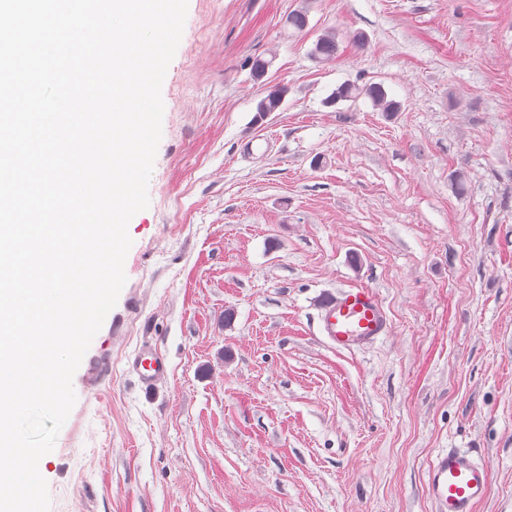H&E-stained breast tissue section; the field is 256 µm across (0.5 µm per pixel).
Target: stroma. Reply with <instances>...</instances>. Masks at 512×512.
<instances>
[{"mask_svg":"<svg viewBox=\"0 0 512 512\" xmlns=\"http://www.w3.org/2000/svg\"><path fill=\"white\" fill-rule=\"evenodd\" d=\"M346 82L399 112L326 106ZM162 98L127 282L41 469L50 512H434L446 448L485 457L477 512H512V0H188ZM355 287L392 329L339 351L318 306ZM338 42L335 31H325L313 43L311 55L320 63H329L336 59ZM287 93L288 88L285 86H280L276 90H269L268 94L256 103L254 122L257 123L262 120L264 115L280 110ZM131 366L142 383L149 386L166 375V359L155 349H140L132 360Z\"/></svg>","mask_w":512,"mask_h":512,"instance_id":"35a3bbf8","label":"stroma"}]
</instances>
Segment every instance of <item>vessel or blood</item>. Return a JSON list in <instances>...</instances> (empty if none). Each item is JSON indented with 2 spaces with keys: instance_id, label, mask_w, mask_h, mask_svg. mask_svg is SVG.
Listing matches in <instances>:
<instances>
[{
  "instance_id": "obj_1",
  "label": "vessel or blood",
  "mask_w": 512,
  "mask_h": 512,
  "mask_svg": "<svg viewBox=\"0 0 512 512\" xmlns=\"http://www.w3.org/2000/svg\"><path fill=\"white\" fill-rule=\"evenodd\" d=\"M390 329L384 305L371 289L353 288L321 301L319 331L337 349L363 347ZM131 366L148 386L167 373L165 358L148 347L137 352ZM488 475L477 451L451 448L439 453L428 469V492L436 512H476L488 495Z\"/></svg>"
}]
</instances>
